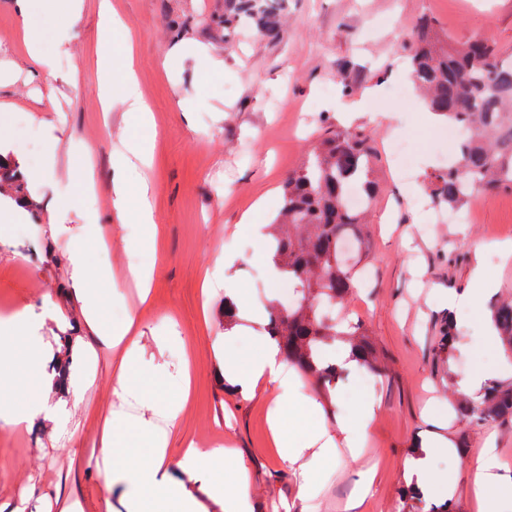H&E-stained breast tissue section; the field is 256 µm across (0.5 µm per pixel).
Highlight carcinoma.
<instances>
[{"instance_id": "cac0c4a2", "label": "carcinoma", "mask_w": 512, "mask_h": 512, "mask_svg": "<svg viewBox=\"0 0 512 512\" xmlns=\"http://www.w3.org/2000/svg\"><path fill=\"white\" fill-rule=\"evenodd\" d=\"M288 0H224V26L246 23L260 37L279 38ZM410 78L431 111L449 124L467 126L470 138L457 149L463 167L448 166L433 176L432 198L455 208L468 200L477 185L483 192L512 187V54L504 53L481 34L463 41L445 36L435 24L422 20L412 35ZM371 136L361 129H338L318 141L301 169L288 178L278 217L270 225L269 249L288 280L297 285L299 303L272 310L266 325L285 357L302 373L320 383L336 382V368L322 360V345L337 336L349 344L362 365L380 375L384 366L367 339L362 324L342 327L326 316L321 302H340L353 288L354 272L341 258L339 243L350 226L362 223L364 211L346 202L348 187L359 184L372 206L377 186L372 177ZM492 320L512 358V298L492 310ZM453 324L443 331L432 355L453 356ZM458 413L471 426L512 418V383L489 385L478 401L463 399Z\"/></svg>"}]
</instances>
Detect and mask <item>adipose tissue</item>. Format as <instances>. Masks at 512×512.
Instances as JSON below:
<instances>
[{
	"instance_id": "ef3b65f1",
	"label": "adipose tissue",
	"mask_w": 512,
	"mask_h": 512,
	"mask_svg": "<svg viewBox=\"0 0 512 512\" xmlns=\"http://www.w3.org/2000/svg\"><path fill=\"white\" fill-rule=\"evenodd\" d=\"M15 3L17 23L31 60L46 73H53L56 57L66 53L67 47L60 40L53 47H45L44 32L61 12L67 15L70 25H78L82 13L80 0H15ZM99 17L101 38L96 57L102 99L108 109L118 108L136 116L141 124H153L152 108L143 96L132 67L131 31L112 10L108 0H102ZM151 164V154L138 139L130 136L122 138L120 151L112 157L115 173L113 208L128 214L130 223L148 227L155 224L151 186L145 179L137 178L136 173ZM490 250L496 253L500 263L512 261L511 243L499 242L490 247L476 245L469 286L463 291L448 293L449 311L481 309L485 296L496 288L495 266L485 258ZM224 295L232 306L237 331L262 341L259 353L248 361L242 363L234 357L226 361L224 376L244 395L255 394L262 385L276 388L277 406L270 419L273 443L281 461L288 464L298 478L299 498L310 500L315 476L335 455L337 443H344L352 456L361 455L375 418L376 404L362 402L348 409L337 419L335 432L322 429L317 422L319 404L301 391L280 346L264 339L263 312L242 297L232 280H225ZM82 299L91 319L102 323L101 343L109 348L119 346L123 349L114 365L119 384L118 398L128 404L138 400L140 393L130 383L133 370L140 364L135 316H128L123 324L112 326L101 320L104 300L97 289H84ZM181 362L182 390L176 401L157 411L155 418L148 420L116 413L106 420L101 438L105 452L120 447L122 439L129 434H141L148 439L146 458L114 462L109 481L131 485L132 490L126 498L127 512H196L195 501L181 491L182 482L177 477L181 471L211 493L223 495L224 512H250L248 470L236 449L191 446L178 465H170L167 459L169 430L192 393L190 380L194 357L182 353ZM502 469L494 444L486 443L478 456L470 484L479 512H512V477L504 475ZM228 470L233 472L236 481V489L231 494L224 491V473Z\"/></svg>"
}]
</instances>
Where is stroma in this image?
<instances>
[{"label":"stroma","mask_w":512,"mask_h":512,"mask_svg":"<svg viewBox=\"0 0 512 512\" xmlns=\"http://www.w3.org/2000/svg\"><path fill=\"white\" fill-rule=\"evenodd\" d=\"M133 30V67L154 110L147 130L125 113H101L100 80L94 48L99 40L98 0H84L83 17L71 27L58 21L48 41L63 38L69 51L57 57L59 79L35 74L23 45L13 0H0V103L8 105V126L0 151L9 154L22 192L0 186V201L25 200L22 219L0 220V298L11 313L0 346V505L14 512H65L75 501L83 512H125V484L108 485L101 434L106 417L119 410L114 396L112 353L99 341L98 327L85 311L83 287H98L101 257L92 222L103 225L111 245L108 259L114 286L105 291L103 319L122 322L135 309L143 366L133 382L143 402L131 414L150 419L173 402L179 386L180 348L196 360L193 390L169 436V456L178 460L184 446L216 448L232 444L250 476L253 512H404L402 492L410 484L407 463L416 444L433 434L449 438L453 452L435 453L439 477L454 484L432 491L436 503L454 512H477L469 479L487 439H494L507 475L512 476V421L477 428L452 418L451 402L480 363H498L502 378L512 377V362L501 345L484 347L480 316L463 310L454 358L433 359L430 344L448 320L439 295L469 284L473 247L489 234L512 241V188L468 201L469 224L450 221L433 203L430 178L448 165V146L435 128L420 119L418 99L401 98L407 80L408 42L420 16L432 18L456 39L485 35L500 50L512 52V0H288L278 40L256 36L249 27L224 35V0H111ZM183 39L223 57L224 68L209 72L191 57L169 58ZM370 85L380 88L372 109L392 115L390 124L362 118L355 127L373 138L377 198L362 225L359 269L368 272L360 287L335 305L336 318L363 322L387 370L347 374L335 386L299 375L303 390L322 405L320 422L335 431L342 407L372 400L378 405L365 453L352 458L347 448L317 477L309 504L297 498V477L284 467L272 444L267 422L276 399L273 389L252 397L237 393L224 378V353L248 360L258 340L233 335L224 319V287L203 292L205 274L232 277L254 306L285 308L296 301L293 284L266 274L265 249L238 231L241 212L269 195L259 217L266 224L278 213L283 185L303 165L311 146L339 128L341 104ZM55 93L57 109L41 102ZM194 110L184 114L182 104ZM131 133L151 147L154 165L146 176L154 186L158 247L146 232L122 227L112 210V151ZM59 144L46 158L47 136ZM81 140L92 148L97 193L80 183V162L70 151ZM413 156L411 172L399 173L393 144ZM51 164L48 177L31 180V171ZM391 213L390 227L381 217ZM84 253L90 270L86 284L72 278L69 256ZM151 266L147 301L126 284L122 272L130 255ZM234 255L225 265V255ZM38 336V358L27 338ZM69 362L71 385L48 381L54 361ZM39 394L45 413L29 418L22 430L7 422L4 409L21 410L26 390ZM378 475L360 495L369 466Z\"/></svg>","instance_id":"stroma-1"}]
</instances>
